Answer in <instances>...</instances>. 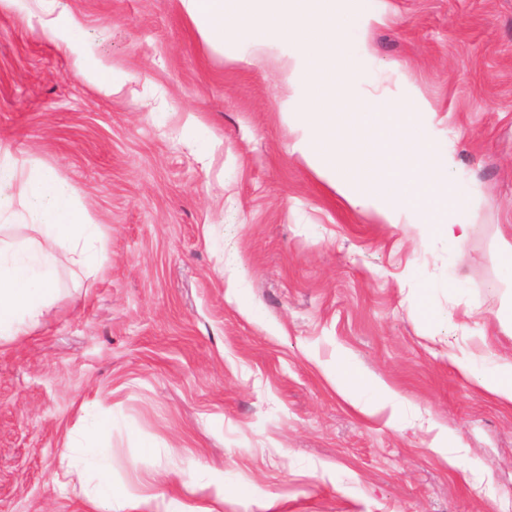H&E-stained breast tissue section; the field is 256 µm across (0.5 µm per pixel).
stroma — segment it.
<instances>
[{"label":"stroma","mask_w":512,"mask_h":512,"mask_svg":"<svg viewBox=\"0 0 512 512\" xmlns=\"http://www.w3.org/2000/svg\"><path fill=\"white\" fill-rule=\"evenodd\" d=\"M380 5L372 90L433 107L476 213L460 259L349 206L294 152L276 50L225 60L181 0L0 6V140L107 229L101 271L59 251L52 305L0 346V512H84L52 477L93 403L113 512H512V406L474 380L512 360V0ZM66 15L70 42L46 25ZM80 56L121 71L119 93ZM341 360L403 406L354 407Z\"/></svg>","instance_id":"1"}]
</instances>
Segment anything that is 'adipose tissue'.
<instances>
[{"label": "adipose tissue", "instance_id": "adipose-tissue-1", "mask_svg": "<svg viewBox=\"0 0 512 512\" xmlns=\"http://www.w3.org/2000/svg\"><path fill=\"white\" fill-rule=\"evenodd\" d=\"M11 149L0 142V218L18 216L34 238L0 244V342L19 335L20 324L36 322L55 293L56 252L66 249L74 264L90 271L102 267L104 227L79 205L76 192L52 170L23 172L10 163ZM336 376L350 392L374 405L395 404L383 382L347 364Z\"/></svg>", "mask_w": 512, "mask_h": 512}]
</instances>
